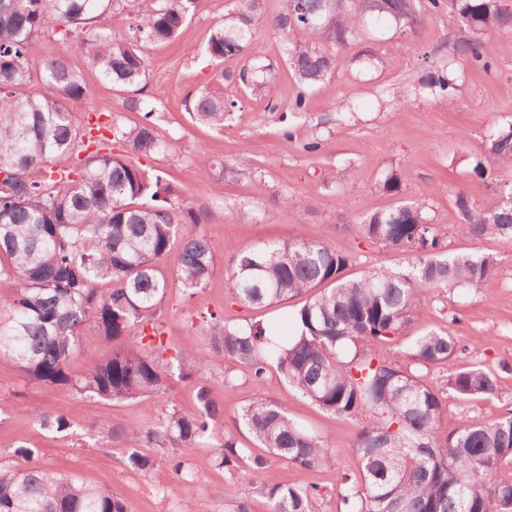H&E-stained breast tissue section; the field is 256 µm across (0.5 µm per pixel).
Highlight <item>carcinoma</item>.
Returning <instances> with one entry per match:
<instances>
[{"instance_id": "carcinoma-1", "label": "carcinoma", "mask_w": 512, "mask_h": 512, "mask_svg": "<svg viewBox=\"0 0 512 512\" xmlns=\"http://www.w3.org/2000/svg\"><path fill=\"white\" fill-rule=\"evenodd\" d=\"M116 0H0V280L15 291L0 295V359L11 362L20 380L44 387L69 386L109 402L163 395L173 373L191 378L208 366L194 339L167 356L160 309L171 287L160 264L177 252V286L192 297L211 277L215 254L198 237L178 243L179 225L199 222L180 203L164 172L149 175L106 151L102 142L80 164L77 178L53 177L56 156L85 146L77 119L66 102L87 95L82 73L61 59L33 68L32 38L56 24L70 28L101 23ZM196 0H160L136 25L139 37L156 43L177 37ZM237 22L216 26L206 52L215 59L239 54L253 36L258 0H244ZM445 0H297L273 19L287 35L284 53L299 81L292 109L306 108L307 94L331 70L332 57L310 46L325 38L340 47L355 40L370 19L411 27L419 14H437ZM457 20L453 51L489 73L486 40L512 34V9L502 0H451ZM87 61L103 80L134 88L147 74L138 41L101 31L82 42ZM41 90L23 95L34 71ZM235 103L204 89L193 102L198 120L221 126ZM146 121L113 125L114 140L150 158L166 151L147 98L130 99ZM473 172L484 177L488 161L512 170V121L495 128L481 146ZM35 171L43 173L37 180ZM406 174L393 172L382 191L400 194ZM459 228L479 242L496 236L512 241V202L499 198L483 207L458 194ZM359 235L414 258L411 270L369 269L343 278L350 258L301 235L229 246L227 288L239 303L278 306L304 293L311 298L296 312L295 335L282 338L260 324H216L206 341L224 361L241 368L257 386L271 369L319 408L359 423L355 452L358 475L339 476L336 490L343 512H512V480L497 477L512 462V415L492 424L468 421L440 435L446 406L436 387L383 361L372 346L402 333L414 320L416 284L451 291L489 290L497 259L485 253L445 254L441 238L423 206L379 211L356 225ZM108 288H102V285ZM91 327L103 345L123 339L102 362L75 379L68 365L81 332ZM457 349L445 331L430 330L409 340V355L420 365L448 360ZM448 388L464 399L497 395L496 375L481 365L448 378ZM199 408L173 407L161 421L144 427L112 423L107 437L128 441L125 465L146 475L156 459L138 449L182 448L215 440L219 466L235 479L246 465L252 482L272 512H315L313 487L279 482L270 457L301 469L331 466L324 443L296 422L284 402L255 398L237 412L236 426L248 431L269 456L237 446L220 425L223 410L204 388ZM43 425L66 431L71 421L56 407L39 414ZM39 450L21 444L14 463H0V512H126L125 501L108 487L86 484L38 462ZM176 479L190 482L195 471L176 453L167 455Z\"/></svg>"}]
</instances>
